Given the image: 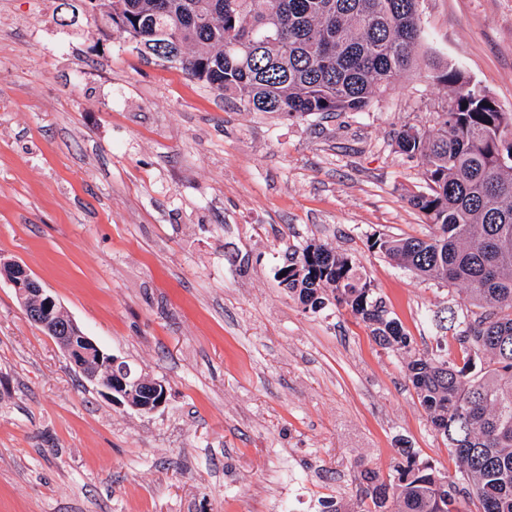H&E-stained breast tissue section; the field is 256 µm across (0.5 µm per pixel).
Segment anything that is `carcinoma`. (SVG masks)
<instances>
[{"instance_id": "obj_1", "label": "carcinoma", "mask_w": 512, "mask_h": 512, "mask_svg": "<svg viewBox=\"0 0 512 512\" xmlns=\"http://www.w3.org/2000/svg\"><path fill=\"white\" fill-rule=\"evenodd\" d=\"M101 18L151 52L183 48L179 69L239 101L249 112L290 118L359 112L414 65L419 0H101ZM448 91L431 129L404 126L396 145L424 160L425 190L408 202L436 226L425 237L380 235L371 247L417 277L461 287L479 308L450 326L462 362L415 352L409 380L434 430L454 449L458 476L440 481L409 456L387 476L363 474L357 507L327 512H512V113L502 111L458 67L436 65ZM303 309L344 308L380 344L410 341L346 253L309 242L280 268ZM486 355L473 373L470 353ZM141 375L124 395L148 403Z\"/></svg>"}]
</instances>
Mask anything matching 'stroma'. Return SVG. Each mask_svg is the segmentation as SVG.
Masks as SVG:
<instances>
[{"mask_svg":"<svg viewBox=\"0 0 512 512\" xmlns=\"http://www.w3.org/2000/svg\"><path fill=\"white\" fill-rule=\"evenodd\" d=\"M416 65L363 112H247L86 0H0V261L23 264L106 354L161 381L164 406H119L0 280V512H322L403 450L454 475L407 377L350 312L280 285L288 247L359 263L413 347L460 357L439 319L457 286L371 239L426 237L407 202L462 67L512 113V0H420Z\"/></svg>","mask_w":512,"mask_h":512,"instance_id":"1","label":"stroma"}]
</instances>
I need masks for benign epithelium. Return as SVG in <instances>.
Masks as SVG:
<instances>
[{
	"label": "benign epithelium",
	"instance_id": "obj_1",
	"mask_svg": "<svg viewBox=\"0 0 512 512\" xmlns=\"http://www.w3.org/2000/svg\"><path fill=\"white\" fill-rule=\"evenodd\" d=\"M0 276L17 290L27 317L53 335V339L71 360H76L78 354L86 359H95L93 369L84 373L88 381L97 385L113 402L123 406L129 404L124 396L125 371L119 370L117 358L104 353L86 336L22 264L0 263ZM57 317L65 320L71 331L61 332V327L55 323Z\"/></svg>",
	"mask_w": 512,
	"mask_h": 512
}]
</instances>
